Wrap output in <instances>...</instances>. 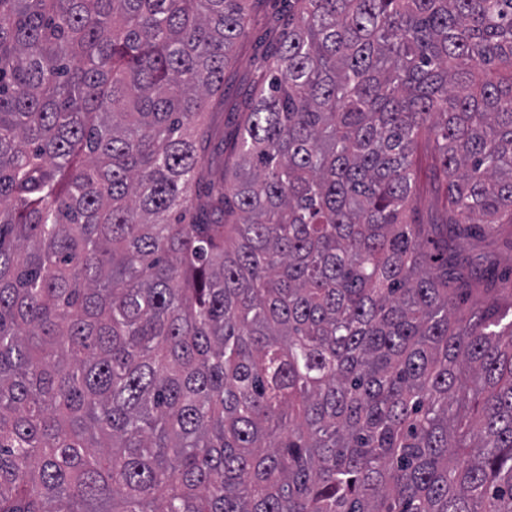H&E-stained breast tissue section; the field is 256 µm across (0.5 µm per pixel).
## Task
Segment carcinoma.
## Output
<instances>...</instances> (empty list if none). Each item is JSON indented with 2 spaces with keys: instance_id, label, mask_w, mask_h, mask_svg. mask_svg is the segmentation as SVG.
<instances>
[{
  "instance_id": "carcinoma-1",
  "label": "carcinoma",
  "mask_w": 512,
  "mask_h": 512,
  "mask_svg": "<svg viewBox=\"0 0 512 512\" xmlns=\"http://www.w3.org/2000/svg\"><path fill=\"white\" fill-rule=\"evenodd\" d=\"M259 2L0 0V512H512V0H288L216 185ZM288 2L266 0L253 13L247 37L237 45L232 62L224 70V97L214 96L206 112L211 126L210 160L221 170L235 136L234 118L245 112L257 74L269 67L272 47L288 22ZM225 143V151H224ZM436 187L430 180L429 172L423 168L417 182L419 196L417 217L420 224H440L443 219L440 194Z\"/></svg>"
}]
</instances>
